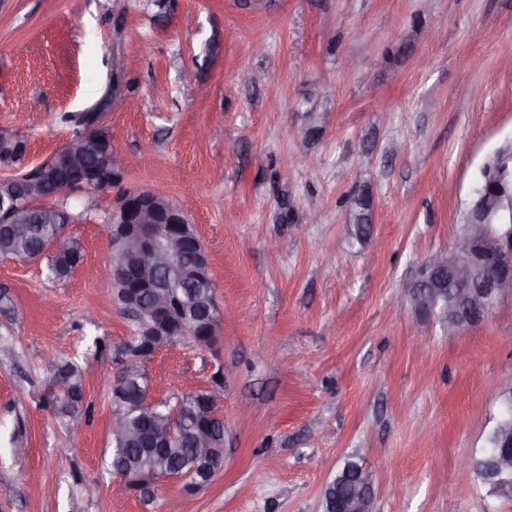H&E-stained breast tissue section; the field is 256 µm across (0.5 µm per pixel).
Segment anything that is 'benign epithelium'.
Returning <instances> with one entry per match:
<instances>
[{
	"label": "benign epithelium",
	"instance_id": "benign-epithelium-1",
	"mask_svg": "<svg viewBox=\"0 0 512 512\" xmlns=\"http://www.w3.org/2000/svg\"><path fill=\"white\" fill-rule=\"evenodd\" d=\"M92 133L69 141L51 158L41 163L33 177L32 192L41 182L50 179L51 169L62 155L74 156L89 147ZM74 191L97 194L104 188L92 182L63 186L54 197ZM189 207L180 203H161L152 191H125L109 214L108 235L112 252L118 261L106 271L105 277L117 283L133 280L150 284L158 268L187 274L181 265L182 241L190 235ZM461 214L463 231L447 251L432 254L422 264L413 287L406 293L412 307L427 318H448V332L460 324L469 327L484 323L492 307L506 296H512V139L493 149L479 167L477 181L464 201ZM30 210L11 196L0 197V224H26ZM112 303L127 317L148 320L145 335L153 349L171 346L186 338V333L173 335L171 326L182 320L180 305L169 295L159 292L144 305L130 292L112 291ZM224 367H219L209 386L203 389L210 405L222 406ZM502 425L495 429L492 446L487 449L484 467L476 469L470 459L461 463V476L477 480L494 493L512 494V389L502 393L499 414ZM197 458L203 482L211 480L216 471L210 468V436L205 429L195 433ZM129 486L141 490L159 489L166 482H182L186 476L167 474V462L158 459L150 470L132 475L120 473ZM349 494L344 500L345 512H371L373 491L369 472L361 467L354 479L347 481Z\"/></svg>",
	"mask_w": 512,
	"mask_h": 512
}]
</instances>
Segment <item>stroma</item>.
Listing matches in <instances>:
<instances>
[{
    "mask_svg": "<svg viewBox=\"0 0 512 512\" xmlns=\"http://www.w3.org/2000/svg\"><path fill=\"white\" fill-rule=\"evenodd\" d=\"M88 111L114 159L153 147L123 188L193 201L229 311L220 351L180 342L145 368L159 401L223 370L224 470L154 499L111 475L112 375L131 332L101 298L116 192L92 205L74 192L60 204L84 260L66 280L0 257L19 313L0 311V512H322L351 459L373 512H512L457 477L512 385V296L452 335L402 299L512 138V0H0V127L37 164ZM323 111L332 125L311 131ZM360 195L373 224L352 242ZM73 354L91 402L76 437L43 399Z\"/></svg>",
    "mask_w": 512,
    "mask_h": 512,
    "instance_id": "35a3bbf8",
    "label": "stroma"
}]
</instances>
